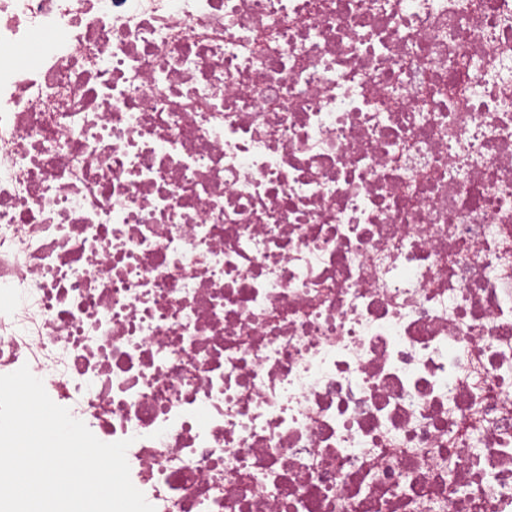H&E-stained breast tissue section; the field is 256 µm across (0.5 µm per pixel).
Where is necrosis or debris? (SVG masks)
<instances>
[{
  "label": "necrosis or debris",
  "instance_id": "necrosis-or-debris-1",
  "mask_svg": "<svg viewBox=\"0 0 512 512\" xmlns=\"http://www.w3.org/2000/svg\"><path fill=\"white\" fill-rule=\"evenodd\" d=\"M156 512H512V0H0V375Z\"/></svg>",
  "mask_w": 512,
  "mask_h": 512
}]
</instances>
